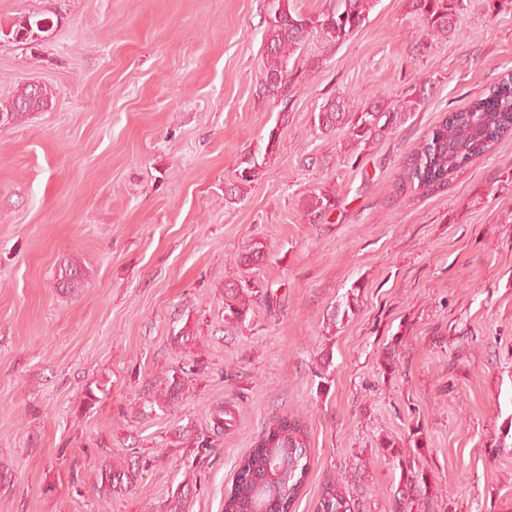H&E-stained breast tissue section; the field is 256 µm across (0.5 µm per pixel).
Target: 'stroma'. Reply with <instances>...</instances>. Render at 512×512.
Returning <instances> with one entry per match:
<instances>
[{
    "label": "stroma",
    "mask_w": 512,
    "mask_h": 512,
    "mask_svg": "<svg viewBox=\"0 0 512 512\" xmlns=\"http://www.w3.org/2000/svg\"><path fill=\"white\" fill-rule=\"evenodd\" d=\"M457 6L443 36L378 0L332 52L306 43L327 62L283 105L261 86L268 0H0V28L59 19L0 43V101L25 81L54 95L0 128V512H166L177 494L224 512L285 415L310 444L292 512H317L330 480L352 512H512V137L444 188L405 174L446 113L512 73V0ZM420 86L427 102L374 142L318 128L329 96ZM319 191L334 204L313 223ZM256 241L266 260L241 265ZM230 281L258 291L238 323ZM134 456L133 486L100 496L102 466ZM48 17H45L44 15H42L41 13H31V14H28V15H24V16H19L16 18V20L14 21V23L11 25L10 27V30L8 33H4L3 30L2 33L4 35V37H7L8 41H12V42H16V43H27L28 41H33V39L31 38V34L28 35L27 37H24L23 36V30L26 28V25H25V20H28V22L32 25L33 27V31H38L40 33H44L43 30L39 29L36 24L37 22H43L45 23L47 26H49V28H52L53 27V24L51 25V23L48 21ZM258 158L259 155L257 156L256 154H253L241 162L242 166L240 165V168L237 169L235 177L237 180L236 184L238 185L233 184V187H230L226 192V200L229 203L235 202L238 193L240 195L241 186L245 185V183H250L255 179V176L257 175L259 168L262 167L263 161L265 160V158L263 157L260 164Z\"/></svg>",
    "instance_id": "1"
}]
</instances>
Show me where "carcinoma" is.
Here are the masks:
<instances>
[{"instance_id":"1","label":"carcinoma","mask_w":512,"mask_h":512,"mask_svg":"<svg viewBox=\"0 0 512 512\" xmlns=\"http://www.w3.org/2000/svg\"><path fill=\"white\" fill-rule=\"evenodd\" d=\"M375 0H335L322 13L303 14L293 7V0H270L268 17L263 31L264 93L288 101L295 89L288 78L290 62L301 52L314 34L333 47L347 40L366 22ZM455 0H408L411 11L420 15L433 31L449 34L456 28ZM48 23L40 13L16 18L5 37L16 43L28 42L23 36L26 24ZM51 90L41 92L30 82H24L14 95L0 102V125L23 122L36 112L47 111L52 104ZM425 101V89L399 104L378 101L358 109L350 107L341 98H329L318 112V128L331 132L339 127L349 128L350 140L367 144L385 132L403 125L410 114ZM512 135V74L489 87L474 98L467 107L452 112L424 140V143L406 159L407 179L417 188L434 190L448 182V172L456 170L472 159L491 152L499 140ZM262 164L253 154L242 161L236 171L237 184L227 190L230 201L241 192V186L252 182ZM334 205L324 194H314L306 201L310 216L325 214ZM82 268L70 263L60 272V287L73 290L81 286ZM254 287L235 282L224 284V318L242 321L246 318ZM185 378L171 376L164 383L163 392L156 394L159 405L171 401V395L180 391ZM309 436L307 426L296 416L285 415L268 427L256 446L238 463L230 490L224 498V512H249L251 508L263 512H291L302 489L308 468ZM139 468L132 465L115 468L104 466L97 477L96 487L103 495L121 492L138 479ZM318 512H351L349 502L336 485L328 484L319 500Z\"/></svg>"}]
</instances>
